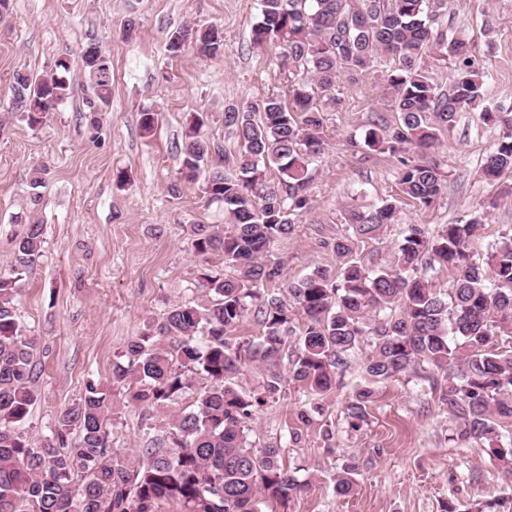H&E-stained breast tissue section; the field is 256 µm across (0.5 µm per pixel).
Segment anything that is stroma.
I'll use <instances>...</instances> for the list:
<instances>
[{
    "mask_svg": "<svg viewBox=\"0 0 512 512\" xmlns=\"http://www.w3.org/2000/svg\"><path fill=\"white\" fill-rule=\"evenodd\" d=\"M260 13L261 0H14L12 16L0 21V271L12 269L29 222L44 230L43 255L24 273L15 302L35 339L39 397L24 426L30 435H49L92 382L112 407L113 448L143 447L156 413L128 405L112 368L125 363L127 342L148 323L176 304L209 298L198 286L201 262L187 225H224V206L207 202L199 185H184L177 196L167 187L192 114H205V136L232 156L240 144L224 127L225 108L287 96L291 74L252 43ZM129 19L139 24L132 39L124 35ZM209 25L224 30L220 53L206 57L189 48L169 55L171 33ZM441 28L472 42L491 90L489 107L512 116V0H448ZM92 41L112 63V98L95 131L85 118L90 86L80 59ZM62 54L71 60L69 96L31 129L8 109L12 75L48 70ZM318 103L327 146L309 190L314 209L270 249L286 285L333 264L324 243L343 232L345 210L365 211L399 194L396 157L355 146L369 121L386 112L374 83L341 85L335 100ZM145 109L159 114L150 138L139 127ZM497 137L478 111L459 113L435 150L444 172L441 197L427 208L402 201L397 224L360 243L358 258L384 266L407 225L452 224L487 205L500 186L484 179L482 165ZM39 164L46 172L35 190L29 171ZM35 193L40 203L33 207ZM357 376L350 368L310 423L298 418L308 396L291 382L257 412L253 447L282 448L285 467L303 484L288 506L271 502L265 512H512V470L487 444L457 440L455 422L426 382L402 377L379 385L365 422L352 430L345 406ZM349 461L358 467L357 490L339 497L333 475Z\"/></svg>",
    "mask_w": 512,
    "mask_h": 512,
    "instance_id": "stroma-1",
    "label": "stroma"
}]
</instances>
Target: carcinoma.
I'll list each match as a JSON object with an SVG mask.
<instances>
[{
    "mask_svg": "<svg viewBox=\"0 0 512 512\" xmlns=\"http://www.w3.org/2000/svg\"><path fill=\"white\" fill-rule=\"evenodd\" d=\"M447 9L448 0H262L253 43L279 52L293 68L291 102L270 95L224 112V127L242 146L233 177L212 170L213 157L226 154L203 134V117H194L185 134L168 192L177 196L182 182L200 181L204 197L224 200L228 224L191 223L188 239L195 255L222 256L236 274L206 270L202 287L213 299L174 305L127 343V364L113 367L112 383L126 389L129 404L162 412L137 456L112 448L111 407L94 385L59 414L51 435L37 441L23 430L36 400L35 341L17 319L15 300L22 274L43 247V225H27L12 271L0 273V512H155L162 501H176L184 512H263L269 501L287 504L302 484L284 466L282 449H255L248 433L254 413L282 391L279 364L293 334L288 381L320 398L351 367V354L367 346L360 362L366 383L346 405L351 427L365 421L374 385L413 375L428 382L461 439L485 440L498 460L512 464V441L502 443L499 432L512 421V233L490 245L484 263L474 261L472 243L485 213L434 232L410 224L389 263L372 269L354 258L356 249L394 223L397 205L386 200L371 211L352 209L346 232L324 242L336 269L314 268L288 286L286 300L271 290L281 266L268 259L269 249L311 209L312 164L325 152L316 96L335 93L342 80L373 78L380 58L393 63L377 85L395 120L375 117L363 146L399 155L404 197L428 207L441 195L443 172L430 148L458 113L487 97L472 44L447 41L439 29ZM189 43L212 56L224 47V32L186 28L169 37L167 50L178 54ZM431 44L455 64L446 90L421 67ZM81 61L92 90L87 120L95 128L112 96V76L100 77L111 62L100 61L90 44ZM70 70V59L60 56L45 73L16 71L10 111L31 128L44 124L68 97ZM481 118L501 127L482 169L498 181L512 174V119L488 108ZM272 166L276 181L266 177ZM435 265L453 276L447 293L424 275ZM248 314L260 326L256 342L232 337ZM246 357L267 368L262 392L252 396L232 382ZM186 397L187 407L171 410ZM75 428L79 440L71 443ZM356 471L348 463L336 473V494L355 490Z\"/></svg>",
    "mask_w": 512,
    "mask_h": 512,
    "instance_id": "1",
    "label": "carcinoma"
}]
</instances>
